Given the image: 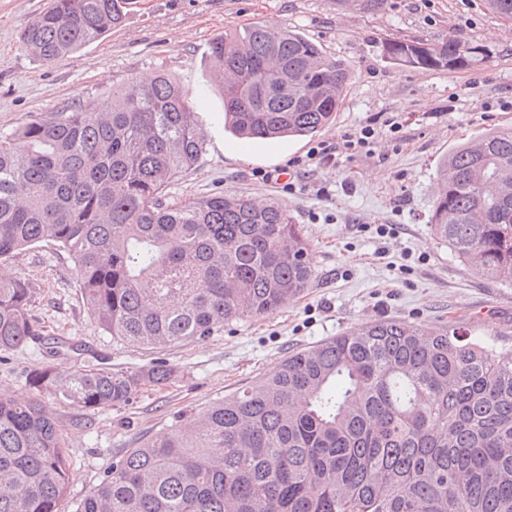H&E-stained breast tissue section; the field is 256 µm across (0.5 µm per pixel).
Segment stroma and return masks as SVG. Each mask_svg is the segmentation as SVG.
Instances as JSON below:
<instances>
[{
  "label": "stroma",
  "instance_id": "obj_1",
  "mask_svg": "<svg viewBox=\"0 0 512 512\" xmlns=\"http://www.w3.org/2000/svg\"><path fill=\"white\" fill-rule=\"evenodd\" d=\"M50 0H0V137L33 116L100 99L132 77L165 72L188 92L206 138L198 162L182 172L171 199L241 192L277 197L313 249L316 276L275 313L226 323L209 338L164 350L104 335L88 315L73 260L40 244L0 263V276L24 277L31 315L48 337L69 345L61 371L106 363L142 370L163 362L169 382L129 405L81 411L51 401L69 460L74 512L113 460L185 423L213 402L254 383L289 354L345 330L401 319L453 328L512 350V288L489 281L436 240L429 219L437 165L455 145L492 127H512V21L484 0H388L379 11L348 10L336 0H129L122 26L74 55L46 63L21 34ZM255 22L285 27L319 44L350 69L335 121L315 138L242 140L224 129V99L210 78L209 45L225 29ZM484 46L482 64L453 71L394 65L389 37ZM373 125L366 145L343 138ZM334 145L330 161L309 159ZM303 167H294V160ZM391 234H377L379 225ZM45 354L40 341L0 353V391L23 395Z\"/></svg>",
  "mask_w": 512,
  "mask_h": 512
}]
</instances>
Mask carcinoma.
Masks as SVG:
<instances>
[{"label": "carcinoma", "instance_id": "obj_1", "mask_svg": "<svg viewBox=\"0 0 512 512\" xmlns=\"http://www.w3.org/2000/svg\"><path fill=\"white\" fill-rule=\"evenodd\" d=\"M128 0H52L23 32L38 59L70 56L122 25ZM393 63L477 66L454 39L388 38ZM224 125L242 139L312 138L342 103L348 66L291 30L255 22L210 43ZM205 150L193 106L165 74L40 113L0 139V262L41 243L73 259L106 335L144 349L202 341L265 317L316 275L288 205L243 193L169 200ZM434 238L512 285V127L438 164ZM22 277L0 279V353L42 335ZM49 347L27 395L0 394V512H60L69 463L44 397L127 406L173 369L64 375ZM75 512H512V351L448 329L380 320L279 362L251 386L112 461Z\"/></svg>", "mask_w": 512, "mask_h": 512}]
</instances>
